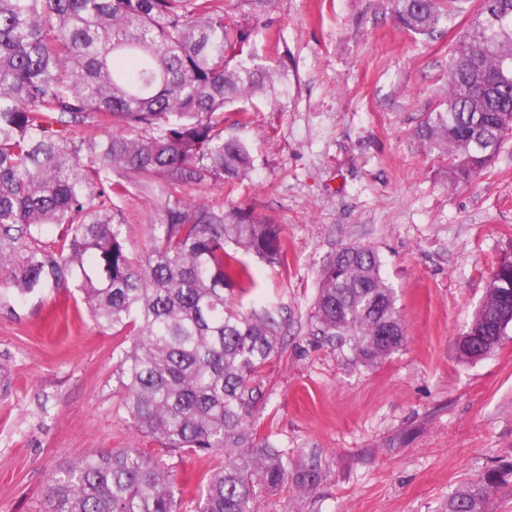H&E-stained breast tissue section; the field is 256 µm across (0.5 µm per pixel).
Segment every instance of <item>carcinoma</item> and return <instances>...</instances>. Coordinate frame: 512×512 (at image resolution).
Masks as SVG:
<instances>
[{"mask_svg":"<svg viewBox=\"0 0 512 512\" xmlns=\"http://www.w3.org/2000/svg\"><path fill=\"white\" fill-rule=\"evenodd\" d=\"M469 2L393 0L395 22L428 38L468 14L443 108L414 132L447 160L450 186L492 162L466 155V135L491 134L512 113V85L497 80L512 37L493 43L485 24L512 16V0H480L475 12ZM248 45L226 0H0V303L68 276L97 326L129 336L116 373L137 434L224 457L194 512H258L262 494L322 479L317 464L258 436L254 382L282 349L281 326L271 304L232 301L233 287L253 284L238 251L279 263L280 230L243 208L161 198L149 247L135 255L112 201L132 180L250 177L253 156L224 135V112L250 111L281 75ZM88 121L104 134L84 136ZM54 224L66 231L52 249L19 252ZM484 307L474 343L488 355L512 328L511 262L497 263ZM311 328L340 338L363 364L403 347L395 291L371 247L348 244L327 258ZM509 474L492 468L456 488L445 512H488ZM176 493L174 474L140 449L95 450L51 476L48 512H179Z\"/></svg>","mask_w":512,"mask_h":512,"instance_id":"1","label":"carcinoma"}]
</instances>
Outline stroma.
I'll return each instance as SVG.
<instances>
[{
    "label": "stroma",
    "instance_id": "obj_1",
    "mask_svg": "<svg viewBox=\"0 0 512 512\" xmlns=\"http://www.w3.org/2000/svg\"><path fill=\"white\" fill-rule=\"evenodd\" d=\"M232 2L230 19L262 62L285 71L254 111L224 115L225 134L248 144L256 169L233 184H128L114 200L128 247L146 250L153 203L166 196L241 206L281 231L283 263L244 257L255 286L242 301L276 304L283 341L257 381L254 425L324 477L263 496L259 512H441L458 485L512 464V335L478 360L456 348L512 246V137L452 188L444 160L412 136L445 97L466 20L429 39L396 25L391 0ZM350 243L379 253L406 328L405 345L369 365L309 325L322 265ZM127 345L94 324L71 287L49 282L0 304V512H45L54 471L131 447L174 473L180 512H190L219 459L135 432L116 374Z\"/></svg>",
    "mask_w": 512,
    "mask_h": 512
}]
</instances>
